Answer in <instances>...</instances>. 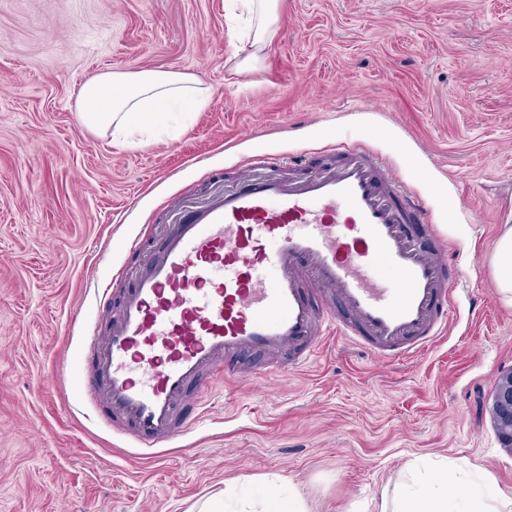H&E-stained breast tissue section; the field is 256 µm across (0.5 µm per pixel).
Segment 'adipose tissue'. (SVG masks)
Segmentation results:
<instances>
[{"label": "adipose tissue", "mask_w": 512, "mask_h": 512, "mask_svg": "<svg viewBox=\"0 0 512 512\" xmlns=\"http://www.w3.org/2000/svg\"><path fill=\"white\" fill-rule=\"evenodd\" d=\"M239 4L251 19L248 52L241 61L250 67L271 41L278 0ZM78 98L87 128L112 131L126 145L133 133H149L174 108H203L207 92L193 76L147 70L96 76L83 84ZM234 507L235 512H309L299 493L275 487L266 495L236 501ZM381 512H512V497L496 494L489 479H474L454 463L422 461L407 467L392 496L383 498Z\"/></svg>", "instance_id": "ef3b65f1"}]
</instances>
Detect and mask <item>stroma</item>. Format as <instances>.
<instances>
[{
	"label": "stroma",
	"instance_id": "1",
	"mask_svg": "<svg viewBox=\"0 0 512 512\" xmlns=\"http://www.w3.org/2000/svg\"><path fill=\"white\" fill-rule=\"evenodd\" d=\"M242 26L231 0H0V512H188L278 476L310 512H380L404 466L438 458L512 496L489 411L512 367L490 266L512 225V0H279L244 71ZM143 69L197 77L205 107L128 147L83 125L87 80ZM330 140L426 201L466 273L446 337L408 363L338 337L298 371L239 364L189 434L130 447L82 403L81 334L110 328L94 287L131 290L175 192L260 156L325 164Z\"/></svg>",
	"mask_w": 512,
	"mask_h": 512
}]
</instances>
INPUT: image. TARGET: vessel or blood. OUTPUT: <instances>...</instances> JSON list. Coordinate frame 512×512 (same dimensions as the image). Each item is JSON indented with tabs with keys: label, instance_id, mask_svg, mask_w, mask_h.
I'll return each mask as SVG.
<instances>
[{
	"label": "vessel or blood",
	"instance_id": "obj_1",
	"mask_svg": "<svg viewBox=\"0 0 512 512\" xmlns=\"http://www.w3.org/2000/svg\"><path fill=\"white\" fill-rule=\"evenodd\" d=\"M338 163L282 173L242 167L233 185L181 211L111 312L83 332L93 379L83 399L133 447L176 441L199 421L191 385L223 387L235 359L310 363L326 337L378 357L414 358L445 334L461 273L446 245L422 246L425 202L360 146ZM394 278L386 285L381 272Z\"/></svg>",
	"mask_w": 512,
	"mask_h": 512
}]
</instances>
